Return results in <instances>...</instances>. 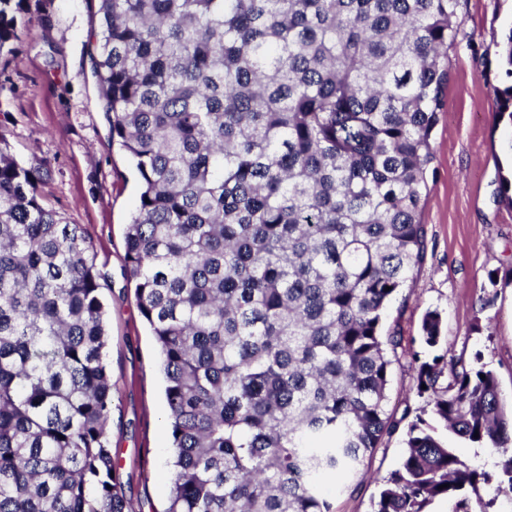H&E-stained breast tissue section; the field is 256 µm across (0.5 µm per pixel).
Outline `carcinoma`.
Here are the masks:
<instances>
[{"label":"carcinoma","mask_w":512,"mask_h":512,"mask_svg":"<svg viewBox=\"0 0 512 512\" xmlns=\"http://www.w3.org/2000/svg\"><path fill=\"white\" fill-rule=\"evenodd\" d=\"M23 0H0V53ZM460 0H97L112 141L140 193L126 260L165 377L166 512H336L400 425L386 308L424 264L420 218ZM512 121V84L497 89ZM0 147V512H134L106 439L112 382L91 242ZM435 348L442 320L425 312ZM422 416L372 512L512 498V403L474 353L412 354ZM439 434L443 439L448 436L445 430H440ZM448 444L457 448L458 452L465 456L475 467L493 470L499 461L498 455L489 448L475 447L451 436H448Z\"/></svg>","instance_id":"1"}]
</instances>
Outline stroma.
Segmentation results:
<instances>
[{
	"label": "stroma",
	"mask_w": 512,
	"mask_h": 512,
	"mask_svg": "<svg viewBox=\"0 0 512 512\" xmlns=\"http://www.w3.org/2000/svg\"><path fill=\"white\" fill-rule=\"evenodd\" d=\"M97 0H24L17 38L0 53V138L23 165L47 170L43 203L78 224L92 244L106 308V363L112 380L107 440L136 512H164L170 437L160 358L140 314L126 264V231L138 181L113 144L87 46ZM458 39L448 51L446 105L433 132L434 159L421 218L427 258L388 305L404 354L390 368L389 413L415 418L426 403L409 355L430 352L482 361L512 397V122L499 119L495 91L511 83L500 44L512 30V0H461ZM442 317L441 343L421 341L427 310ZM405 428L366 460L364 479L327 485L336 512H372L382 481L402 461Z\"/></svg>",
	"instance_id": "35a3bbf8"
}]
</instances>
